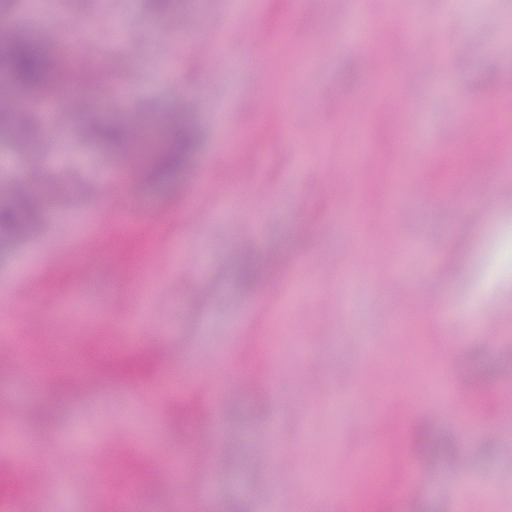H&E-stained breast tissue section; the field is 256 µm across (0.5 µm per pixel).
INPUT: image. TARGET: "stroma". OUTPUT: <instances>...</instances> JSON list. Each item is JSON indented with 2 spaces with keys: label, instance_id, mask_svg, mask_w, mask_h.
<instances>
[{
  "label": "stroma",
  "instance_id": "1",
  "mask_svg": "<svg viewBox=\"0 0 512 512\" xmlns=\"http://www.w3.org/2000/svg\"><path fill=\"white\" fill-rule=\"evenodd\" d=\"M390 9L397 18L380 65L401 66L413 51L421 57L398 115L391 165L415 178L398 204L377 167L380 113L350 109L369 92L372 63L352 31ZM235 15L252 17L288 50L319 34L327 42L292 79L278 57L236 41L225 26ZM417 19L434 28L416 45ZM10 20L35 25L39 39L58 46L97 21L81 49L107 90L89 110L108 120L117 108L131 126L162 134L188 122L197 158L228 151L205 176L192 162L171 180L140 186L125 160L84 139L74 108L37 104L42 145L17 166L41 186L45 218L34 238L0 259L8 297L0 320L43 315L65 341L103 329L121 342L128 324L141 323V345L165 348L175 390L204 414L174 428L164 398L132 410L122 387L102 382L63 402L49 427L38 426L34 414L50 401L52 380L17 387L10 348L0 345V394L15 399L0 406V455L21 449L54 460L50 471H31L36 492L22 512H102L99 472L109 448L151 447L159 431L166 436L159 453L186 479L142 498L139 512H171L180 488L203 512H224L225 501L237 499L254 512H350L331 489L376 441L375 424L395 413L427 420L461 456L457 464L416 461L398 471V512H460L463 501L469 512H512V419L501 414L512 400V147L475 125L482 115L492 127L512 128V0H174L162 17L151 14L149 0H40L37 18L19 6ZM444 51L447 67L430 66ZM285 102L290 111H273ZM255 107L270 112L256 132ZM358 128L367 150L359 174L336 166ZM239 129L249 130L255 151L235 176L239 148L224 137ZM476 140L494 166L449 180L447 206L417 200L424 164L465 155ZM414 142L422 151H410ZM109 169L127 202L155 204L152 213H129L128 224L142 236L159 231L177 249H161L144 281L113 272L88 291L68 290L74 307L58 315L61 300L42 295L43 280L70 273L88 236L113 240L112 225L98 221L112 196L103 177ZM347 208L350 224L341 216ZM355 235L370 243L367 255L352 249ZM245 245L257 257H279L280 287L240 289L229 269ZM353 267L357 276L344 278ZM304 276L313 296L300 294ZM245 336L267 356L260 401L246 383ZM486 369L494 372L495 402L479 414L463 379ZM448 394L453 402H445ZM200 444L212 448L218 469L192 466ZM272 447L285 457L276 475L267 465ZM229 448L251 458V467L224 464Z\"/></svg>",
  "mask_w": 512,
  "mask_h": 512
}]
</instances>
